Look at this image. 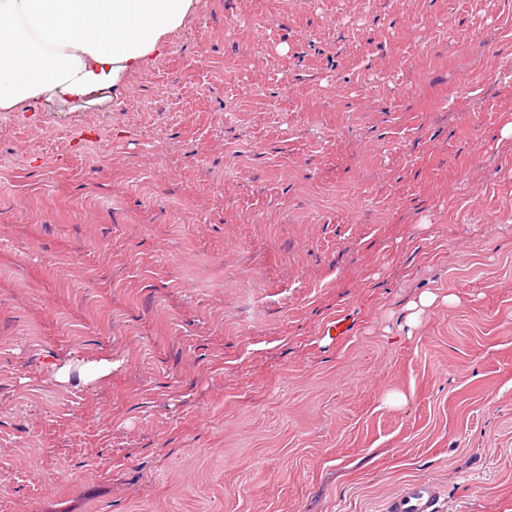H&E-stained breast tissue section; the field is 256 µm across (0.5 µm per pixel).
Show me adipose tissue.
Listing matches in <instances>:
<instances>
[{"mask_svg": "<svg viewBox=\"0 0 512 512\" xmlns=\"http://www.w3.org/2000/svg\"><path fill=\"white\" fill-rule=\"evenodd\" d=\"M197 0H0V111L90 101L142 70Z\"/></svg>", "mask_w": 512, "mask_h": 512, "instance_id": "adipose-tissue-1", "label": "adipose tissue"}]
</instances>
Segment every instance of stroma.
Masks as SVG:
<instances>
[{"label":"stroma","instance_id":"obj_1","mask_svg":"<svg viewBox=\"0 0 512 512\" xmlns=\"http://www.w3.org/2000/svg\"><path fill=\"white\" fill-rule=\"evenodd\" d=\"M19 114L0 512H512V0H199ZM440 494L430 481L415 480L405 484L387 499L384 512H439Z\"/></svg>","mask_w":512,"mask_h":512}]
</instances>
